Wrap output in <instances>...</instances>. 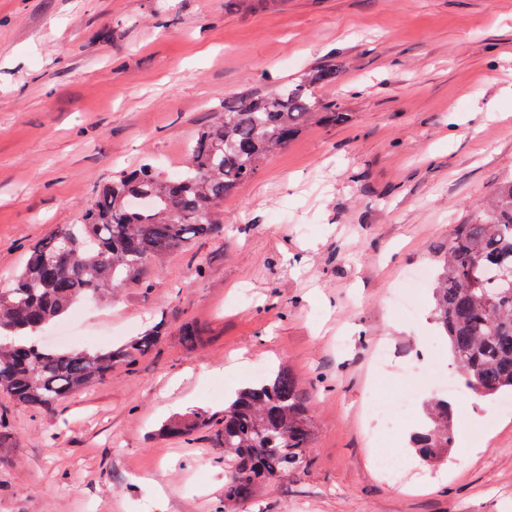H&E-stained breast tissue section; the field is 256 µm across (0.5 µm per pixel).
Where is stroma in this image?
Masks as SVG:
<instances>
[{
	"mask_svg": "<svg viewBox=\"0 0 512 512\" xmlns=\"http://www.w3.org/2000/svg\"><path fill=\"white\" fill-rule=\"evenodd\" d=\"M328 63L336 82L314 92L344 123L305 126L265 158L225 199L221 233L152 264L148 286L72 310L66 349L157 327L156 348L53 410L0 397V512H217L215 428L159 429L222 417L260 367L309 396V463L233 512H512V407L465 397L448 456L415 455L434 391L409 385L402 355L423 346L457 368L430 288L412 316L391 303L512 175V0H0V288L121 171L179 173L225 99ZM186 325L201 333L191 351ZM234 353L244 364L225 372ZM406 395L395 430L370 421L368 405ZM379 444L411 485L376 469ZM211 416L202 412H196L193 416L171 420L162 428L166 436H189L196 430L209 426Z\"/></svg>",
	"mask_w": 512,
	"mask_h": 512,
	"instance_id": "1",
	"label": "stroma"
}]
</instances>
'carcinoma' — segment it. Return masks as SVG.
Wrapping results in <instances>:
<instances>
[{"instance_id": "carcinoma-1", "label": "carcinoma", "mask_w": 512, "mask_h": 512, "mask_svg": "<svg viewBox=\"0 0 512 512\" xmlns=\"http://www.w3.org/2000/svg\"><path fill=\"white\" fill-rule=\"evenodd\" d=\"M326 64L271 95L242 94L224 102V113L188 148L185 170L171 176L143 165L124 171L99 191L78 224H65L31 248L26 267L0 289V393L14 402L52 410L73 395L106 381L118 364L131 366L155 346L151 329L109 350L62 351L15 337L33 334L78 301L128 283L145 285V268L219 230L224 199L253 180L267 155L311 122L345 120L334 100H318L313 88L336 82ZM70 244L68 260L52 258ZM433 319L460 365L461 384L477 397L512 395V177L456 224L435 250ZM196 412L165 424L166 436H189L210 424ZM448 401L431 403L429 424L411 445L427 463L441 461L453 444ZM224 508L254 499L260 490L307 465L312 426L306 397L294 375L279 369L245 387L224 404L222 429Z\"/></svg>"}]
</instances>
